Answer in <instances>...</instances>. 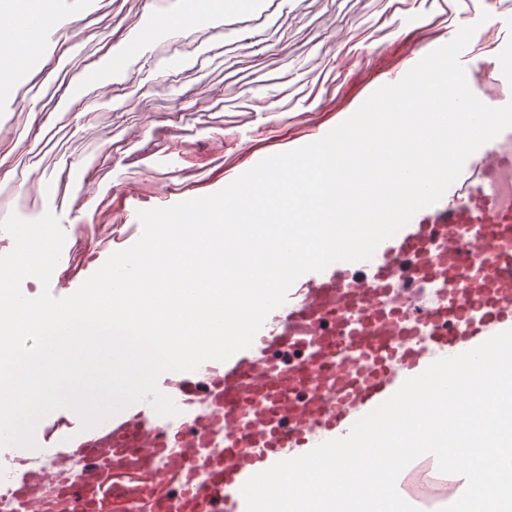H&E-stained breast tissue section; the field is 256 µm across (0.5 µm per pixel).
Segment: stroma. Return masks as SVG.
Wrapping results in <instances>:
<instances>
[{"instance_id":"1","label":"stroma","mask_w":512,"mask_h":512,"mask_svg":"<svg viewBox=\"0 0 512 512\" xmlns=\"http://www.w3.org/2000/svg\"><path fill=\"white\" fill-rule=\"evenodd\" d=\"M0 0V190L53 212L51 280L79 287L142 234L137 212L216 193L264 157L322 138L470 18L460 61L512 53V0ZM185 22L163 29L172 13Z\"/></svg>"}]
</instances>
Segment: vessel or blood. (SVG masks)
I'll return each instance as SVG.
<instances>
[{
	"label": "vessel or blood",
	"mask_w": 512,
	"mask_h": 512,
	"mask_svg": "<svg viewBox=\"0 0 512 512\" xmlns=\"http://www.w3.org/2000/svg\"><path fill=\"white\" fill-rule=\"evenodd\" d=\"M476 81L495 87L483 101L500 106L498 73L485 70ZM505 162L498 141L481 146L447 194L383 241L368 263L338 261L302 275L250 347L193 372L161 374L159 388L174 396L175 415L125 407L90 428L71 408L44 416L38 427L60 469L82 464L69 489L85 512H107L117 482L143 497L147 512H170L175 501L181 512H246L241 489L252 475L305 454L310 435L345 436L353 409L373 410L428 363L422 347L401 342L397 321H385L368 336L347 328L343 315L351 306L373 313L376 286L405 275L410 260L436 237L451 242L437 269L451 273L456 292L423 317L438 326L431 343L457 355L487 340L488 329H512V216L474 189L490 164ZM474 224L484 227L480 237L470 234ZM373 353L380 360L376 371L356 378L357 363ZM218 432L224 445L214 454L209 447ZM26 454L21 445L0 446V461L17 465L11 496L23 507L58 497L43 471L22 466ZM159 467L160 478L154 475ZM203 468L210 473L205 485L194 478Z\"/></svg>",
	"instance_id": "vessel-or-blood-1"
}]
</instances>
